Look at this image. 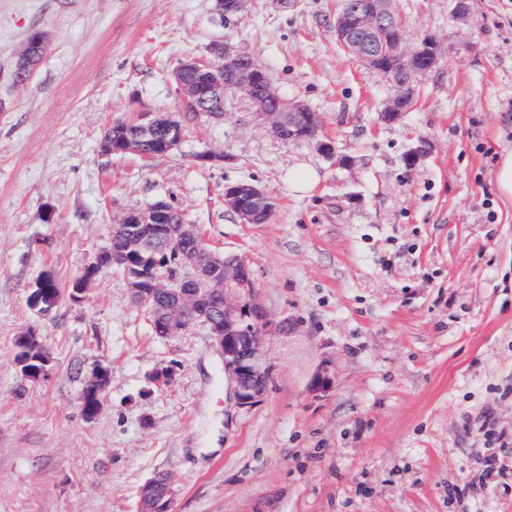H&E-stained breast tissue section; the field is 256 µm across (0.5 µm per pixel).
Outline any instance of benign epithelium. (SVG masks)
Returning <instances> with one entry per match:
<instances>
[{
	"label": "benign epithelium",
	"mask_w": 512,
	"mask_h": 512,
	"mask_svg": "<svg viewBox=\"0 0 512 512\" xmlns=\"http://www.w3.org/2000/svg\"><path fill=\"white\" fill-rule=\"evenodd\" d=\"M248 4L249 0H216L215 12L229 20L244 12ZM334 35L344 51L372 71H380L385 60L400 67L403 76L394 82V93L380 114L385 124L400 122L411 109L422 78L439 63L437 42L425 36L415 46H405L402 22L391 11L387 0H343L336 13ZM47 49L48 34L42 30L31 31L13 56L14 70L32 77ZM243 57L234 47L216 43L209 57L181 60L172 71V80L182 110L202 112L221 120L224 108L217 109L213 104L224 103L226 95L232 92L249 103L276 138L314 141L321 154L334 156L333 143L319 138L320 121L300 122L303 114L309 112V104L301 99L283 98L269 71L242 68ZM138 121L135 134L102 139L101 152L132 154L135 143L160 126L168 129L164 151H171L184 138L182 124L168 113L143 112ZM270 203L265 190L254 182L224 187V208L241 224L267 223ZM173 212L175 208L170 204L158 201L145 211L125 214L120 222L128 224V231L135 237L163 241L174 263L156 262L148 269L141 253L112 234L108 245L98 251L71 286L62 289L50 273H42L35 281L29 303L39 313L48 314L60 304L63 293H68L70 300L78 301L103 270L120 265L133 299L148 316L154 334L166 339L195 325L203 326L222 361L230 397L239 408L250 409L265 395L271 379L263 344L272 325L257 299L253 271L242 259L222 260L211 253L195 224L183 220L178 224H155V219ZM110 382L108 367L98 365L92 370L88 377L91 389L82 394V407L88 418L100 412ZM176 493L167 474L155 475L140 488L141 512H169Z\"/></svg>",
	"instance_id": "1"
}]
</instances>
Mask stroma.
Segmentation results:
<instances>
[{
    "mask_svg": "<svg viewBox=\"0 0 512 512\" xmlns=\"http://www.w3.org/2000/svg\"><path fill=\"white\" fill-rule=\"evenodd\" d=\"M340 3L252 0L223 23L214 0H0V512H139L157 472L170 512H512V200L494 180L512 150V0H470L463 23L454 0H396L408 44L432 36L441 59L393 125L389 82L336 44ZM37 28L50 50L21 87L12 54ZM218 41L307 101L335 157L275 138L238 97L223 121L184 119L171 73ZM141 112L183 118L179 147L102 154L106 127ZM299 165L319 175L310 193L286 182ZM239 181L270 195L268 223L225 210ZM160 198L252 267L274 330L249 410L205 329L154 336L120 271L50 315L28 304L40 272L68 286ZM27 327L51 356L37 381L15 361ZM99 364L112 378L89 420ZM92 390L82 394L83 411H87L88 418H94L101 410L105 394L111 382V371L107 366L97 365L88 377Z\"/></svg>",
    "mask_w": 512,
    "mask_h": 512,
    "instance_id": "obj_1",
    "label": "stroma"
}]
</instances>
